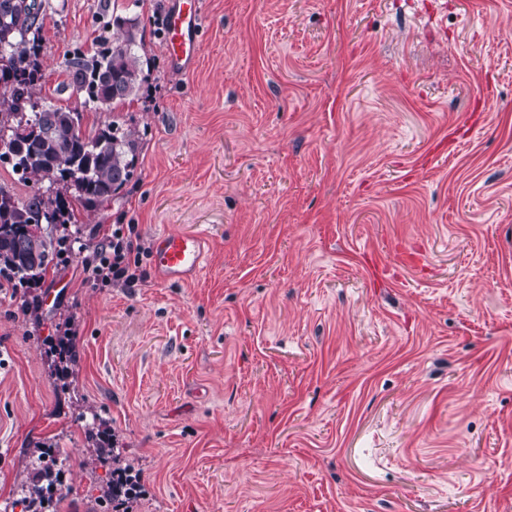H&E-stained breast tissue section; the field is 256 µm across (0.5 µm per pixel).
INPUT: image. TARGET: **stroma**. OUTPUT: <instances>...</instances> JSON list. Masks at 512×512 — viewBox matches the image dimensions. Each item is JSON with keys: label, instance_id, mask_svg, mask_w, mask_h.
Listing matches in <instances>:
<instances>
[{"label": "stroma", "instance_id": "obj_1", "mask_svg": "<svg viewBox=\"0 0 512 512\" xmlns=\"http://www.w3.org/2000/svg\"><path fill=\"white\" fill-rule=\"evenodd\" d=\"M101 2L45 0L40 98L80 107ZM109 2L150 61L136 172L43 231L136 225L145 276L0 279V512L47 450L59 512H105L92 415L141 472L128 512H512V0H204L189 73L163 0ZM164 230L205 232L197 279L156 283Z\"/></svg>", "mask_w": 512, "mask_h": 512}]
</instances>
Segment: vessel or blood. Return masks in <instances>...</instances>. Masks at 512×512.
Instances as JSON below:
<instances>
[{
	"mask_svg": "<svg viewBox=\"0 0 512 512\" xmlns=\"http://www.w3.org/2000/svg\"><path fill=\"white\" fill-rule=\"evenodd\" d=\"M205 23L203 0H167L162 16L164 42L173 70L195 68ZM203 232H161L154 239L152 263L155 279L172 283L198 276L204 269Z\"/></svg>",
	"mask_w": 512,
	"mask_h": 512,
	"instance_id": "vessel-or-blood-1",
	"label": "vessel or blood"
}]
</instances>
